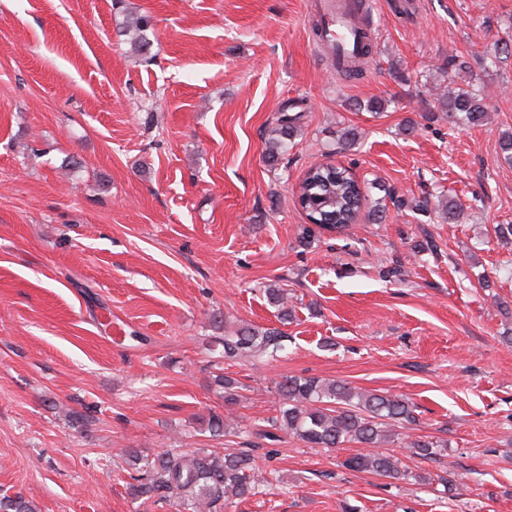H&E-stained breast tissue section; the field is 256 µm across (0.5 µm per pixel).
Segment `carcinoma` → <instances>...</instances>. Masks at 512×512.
I'll return each instance as SVG.
<instances>
[{"instance_id":"cac0c4a2","label":"carcinoma","mask_w":512,"mask_h":512,"mask_svg":"<svg viewBox=\"0 0 512 512\" xmlns=\"http://www.w3.org/2000/svg\"><path fill=\"white\" fill-rule=\"evenodd\" d=\"M372 49L373 42L369 40L343 74L348 78L362 76ZM484 97V90L466 83L452 91H437L436 109L452 127L478 125L488 120ZM298 119L299 116L285 111L274 117L266 149L268 160L274 162L288 151V141L296 135ZM386 196L397 207L407 205L420 212L431 207V197L427 194L409 203L396 198L390 190ZM296 197L311 224L331 231L351 226L367 202L364 187L350 169L324 164L313 165L306 171ZM267 294L281 318L288 319L286 290L269 288ZM284 341L285 336L276 329L259 331L239 327L225 333L212 354L222 364L242 359L263 362L276 358L284 349ZM215 382L224 389L225 404L239 401L241 385L236 378L222 374L215 377ZM275 392L278 415L271 419L272 431L264 434V438L276 442V432L281 431L309 448L358 444L365 451L343 462L345 468L354 472L403 481L411 476V471L401 466L398 458L381 451L383 446L403 442L413 454L430 460L443 456L448 447L444 440L412 437L410 430L416 424L414 405L399 396L363 391L344 381L299 375L283 377L276 384ZM207 426L214 436L236 434L242 429L239 421L218 414L208 419ZM125 454L138 472L130 484L132 494L146 499L171 498L176 512H213L220 502L253 495L268 483L265 473L246 450L192 456L162 453L149 457L129 448ZM0 512H35V508L21 496L5 495L0 498Z\"/></svg>"}]
</instances>
